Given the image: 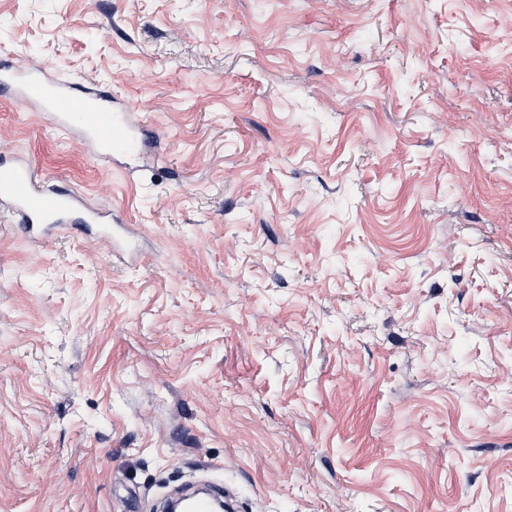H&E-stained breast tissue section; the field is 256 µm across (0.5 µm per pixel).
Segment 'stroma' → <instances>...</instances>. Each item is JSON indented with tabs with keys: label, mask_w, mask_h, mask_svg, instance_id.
Returning a JSON list of instances; mask_svg holds the SVG:
<instances>
[{
	"label": "stroma",
	"mask_w": 512,
	"mask_h": 512,
	"mask_svg": "<svg viewBox=\"0 0 512 512\" xmlns=\"http://www.w3.org/2000/svg\"><path fill=\"white\" fill-rule=\"evenodd\" d=\"M144 169L0 98L123 222L0 215V512H512V0H0Z\"/></svg>",
	"instance_id": "stroma-1"
}]
</instances>
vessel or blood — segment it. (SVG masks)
Instances as JSON below:
<instances>
[{
	"mask_svg": "<svg viewBox=\"0 0 512 512\" xmlns=\"http://www.w3.org/2000/svg\"><path fill=\"white\" fill-rule=\"evenodd\" d=\"M0 93L39 108L41 116L63 135L86 138L101 161L142 153L148 141L141 124L123 101L101 86L73 84L37 67L0 61ZM0 212L17 221L33 243L51 240L67 224H108V208L92 205L77 189L40 176L33 161L0 159Z\"/></svg>",
	"mask_w": 512,
	"mask_h": 512,
	"instance_id": "obj_1",
	"label": "vessel or blood"
}]
</instances>
